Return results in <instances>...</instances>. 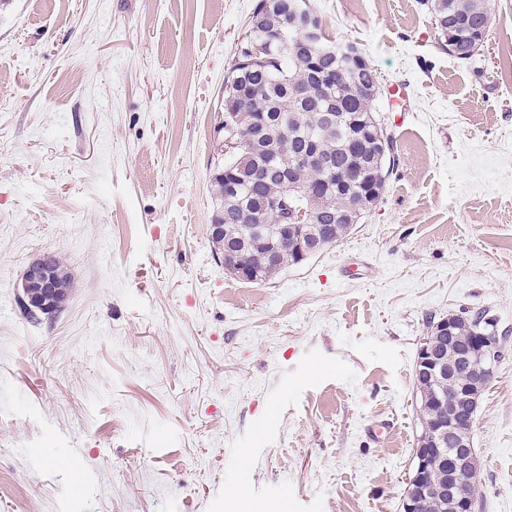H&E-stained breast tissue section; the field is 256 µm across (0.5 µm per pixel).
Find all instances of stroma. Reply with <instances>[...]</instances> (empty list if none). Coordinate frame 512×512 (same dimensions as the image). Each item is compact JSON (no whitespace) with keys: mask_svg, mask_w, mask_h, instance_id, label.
Wrapping results in <instances>:
<instances>
[{"mask_svg":"<svg viewBox=\"0 0 512 512\" xmlns=\"http://www.w3.org/2000/svg\"><path fill=\"white\" fill-rule=\"evenodd\" d=\"M309 2L377 71L397 165L254 284L210 224L258 0H0V512H401L428 318L512 330V0L468 64L419 0ZM45 252L74 285L32 320ZM472 437L478 512H512V350ZM52 255L45 253L31 261L24 269L21 288L23 292V303L31 313H26L30 318L35 319L39 313L52 314V297L56 293V278L49 271L52 266ZM37 285L40 290L31 292L29 288ZM467 314V313H466ZM488 317L486 310H474L465 316L458 318V326L460 328L461 336H472V331L483 330L487 333H496L502 341L505 340V333H498V329L495 328V321ZM495 323V324H494Z\"/></svg>","mask_w":512,"mask_h":512,"instance_id":"obj_1","label":"stroma"}]
</instances>
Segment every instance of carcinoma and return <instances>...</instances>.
Segmentation results:
<instances>
[{"label": "carcinoma", "instance_id": "obj_1", "mask_svg": "<svg viewBox=\"0 0 512 512\" xmlns=\"http://www.w3.org/2000/svg\"><path fill=\"white\" fill-rule=\"evenodd\" d=\"M431 14L440 45L460 62L468 59L451 49L476 38L485 43L493 7L489 0H420ZM265 29L281 30L294 37L292 18L279 13L267 15ZM324 54L309 59L299 52L283 54L279 43L270 46L261 71L247 79L224 85V122L231 128L224 136L238 145L224 161V170L214 176L216 208L213 221L224 225L212 237L224 269L235 273L238 266H258L268 251L267 238H244L240 228L253 224L252 215L280 204L281 216L311 214V238L325 248L351 229L348 213H363L382 196L396 165V142L388 133L352 140L360 130L355 121L374 113L377 73L364 60L353 56L357 45L335 44L320 36ZM335 92L336 107L328 110L329 92ZM335 114V123L325 124L320 114ZM320 142L329 165L301 164L295 173L298 189L290 191L279 181L278 165L283 155L300 150L308 139ZM240 183L236 197L226 192L225 170ZM296 264L288 243L279 248L274 262L259 266L260 282H267L283 269ZM461 335L483 330L498 333L484 310H474L458 319Z\"/></svg>", "mask_w": 512, "mask_h": 512}]
</instances>
